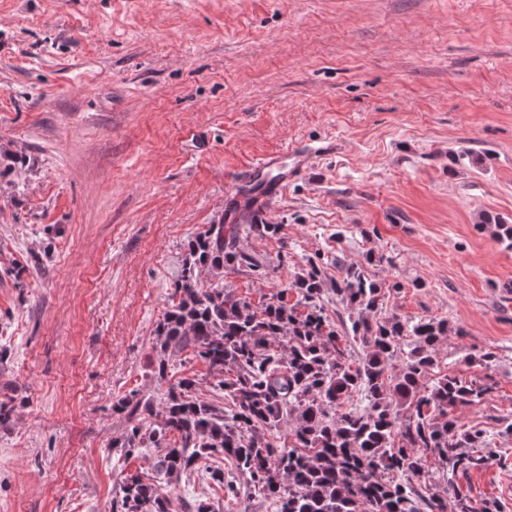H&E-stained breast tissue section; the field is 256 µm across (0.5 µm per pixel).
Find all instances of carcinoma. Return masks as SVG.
Wrapping results in <instances>:
<instances>
[{
	"instance_id": "cac0c4a2",
	"label": "carcinoma",
	"mask_w": 512,
	"mask_h": 512,
	"mask_svg": "<svg viewBox=\"0 0 512 512\" xmlns=\"http://www.w3.org/2000/svg\"><path fill=\"white\" fill-rule=\"evenodd\" d=\"M480 223L512 248V224L490 214ZM281 225L242 217L219 221L187 244L181 281L155 329L156 377L190 349L204 363L215 401L193 396L198 381L168 383L159 401L137 391L121 405L128 427L112 451L129 460L158 452L154 479L135 470L123 475L112 512H171L159 482L202 471L222 454L275 512H500L495 502L472 505L454 485L457 474L499 460L484 447L481 432L464 428L457 408L481 402L490 385L444 374L430 378L438 347L448 337L445 320L381 316L382 286L364 264H351L327 287L320 264L310 259L294 276L297 303L283 289L258 306L224 288V268L269 272L240 247L259 231L279 234ZM213 281L199 284V272ZM331 293L350 310L343 331L327 315ZM359 341L352 359L346 339ZM365 406L344 408L353 394ZM157 421L143 427V420ZM291 424L289 442L275 433ZM438 459L445 485L429 496L416 484L436 483L427 455Z\"/></svg>"
}]
</instances>
